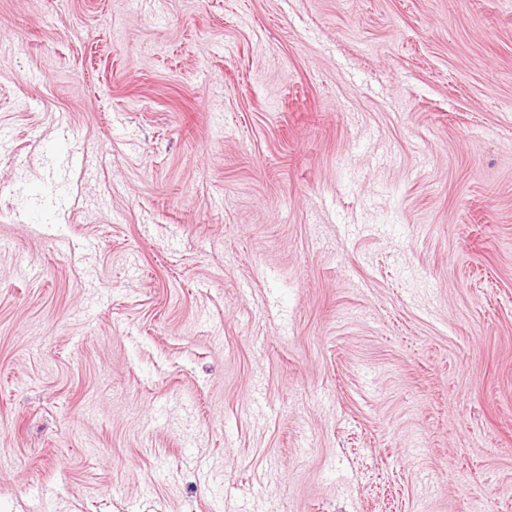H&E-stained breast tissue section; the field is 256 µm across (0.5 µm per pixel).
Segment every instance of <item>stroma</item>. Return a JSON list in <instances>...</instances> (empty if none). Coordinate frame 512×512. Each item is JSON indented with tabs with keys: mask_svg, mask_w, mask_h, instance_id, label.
Instances as JSON below:
<instances>
[{
	"mask_svg": "<svg viewBox=\"0 0 512 512\" xmlns=\"http://www.w3.org/2000/svg\"><path fill=\"white\" fill-rule=\"evenodd\" d=\"M512 512V0H0V512Z\"/></svg>",
	"mask_w": 512,
	"mask_h": 512,
	"instance_id": "stroma-1",
	"label": "stroma"
}]
</instances>
